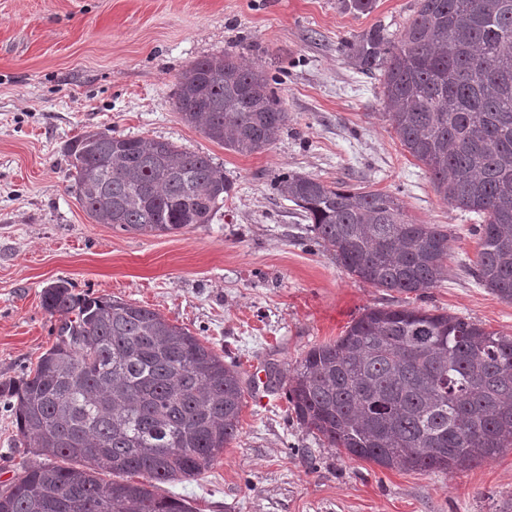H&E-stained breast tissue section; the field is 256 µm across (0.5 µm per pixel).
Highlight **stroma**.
Listing matches in <instances>:
<instances>
[{
  "mask_svg": "<svg viewBox=\"0 0 512 512\" xmlns=\"http://www.w3.org/2000/svg\"><path fill=\"white\" fill-rule=\"evenodd\" d=\"M415 4L377 0L361 14L344 0H0V383L51 346L56 319L41 295L65 280L154 310L237 365L239 435L202 475L163 486L194 512H512V450L452 476L350 460L289 418L280 386L364 308L419 302L348 275L310 242L271 190L282 173L386 192L414 221L447 226L448 279L421 302L512 336V304L467 274L472 215L436 195L385 118L378 73L349 51L373 27L398 34ZM224 51L283 74L288 126L268 152L227 150L175 108L178 75ZM107 128L210 156L230 198L211 223L176 235L95 223L64 149ZM35 460L0 400V485Z\"/></svg>",
  "mask_w": 512,
  "mask_h": 512,
  "instance_id": "stroma-1",
  "label": "stroma"
}]
</instances>
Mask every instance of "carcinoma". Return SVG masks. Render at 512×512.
<instances>
[{
  "label": "carcinoma",
  "instance_id": "obj_1",
  "mask_svg": "<svg viewBox=\"0 0 512 512\" xmlns=\"http://www.w3.org/2000/svg\"><path fill=\"white\" fill-rule=\"evenodd\" d=\"M350 51L380 68L385 115L436 194L481 217L469 274L512 303V0H417L399 36L379 26ZM175 105L242 155L270 150L288 123L276 78L230 52L181 72ZM65 155L83 208L116 232L180 233L231 196L223 166L164 139L106 130ZM272 190L358 280L423 299L448 279V228L411 221L392 195L296 172ZM42 306L59 315L54 342L0 384L42 461L0 489V512H192L160 485L200 476L238 436L240 373L146 307L64 280ZM286 399L289 417L349 459L463 472L512 448V336L422 307L367 308L304 352Z\"/></svg>",
  "mask_w": 512,
  "mask_h": 512
}]
</instances>
